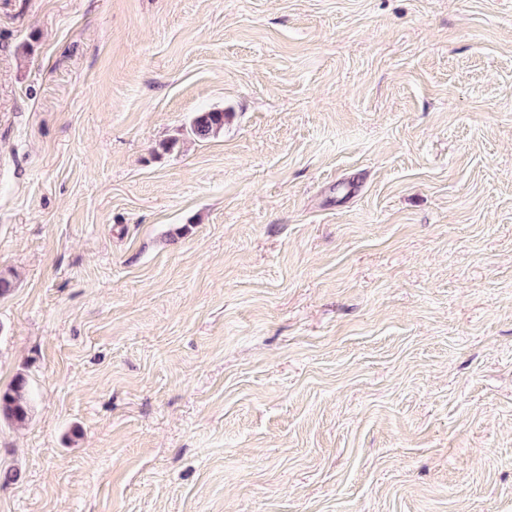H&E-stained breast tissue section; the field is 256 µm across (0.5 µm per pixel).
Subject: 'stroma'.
Segmentation results:
<instances>
[{"mask_svg":"<svg viewBox=\"0 0 512 512\" xmlns=\"http://www.w3.org/2000/svg\"><path fill=\"white\" fill-rule=\"evenodd\" d=\"M0 271V512H512V0H0ZM229 117L227 112H200L193 120L191 132L201 140L209 139L224 130V120ZM31 403L26 380L16 378L7 389L0 390V419L15 425L25 424L29 420Z\"/></svg>","mask_w":512,"mask_h":512,"instance_id":"1","label":"stroma"}]
</instances>
